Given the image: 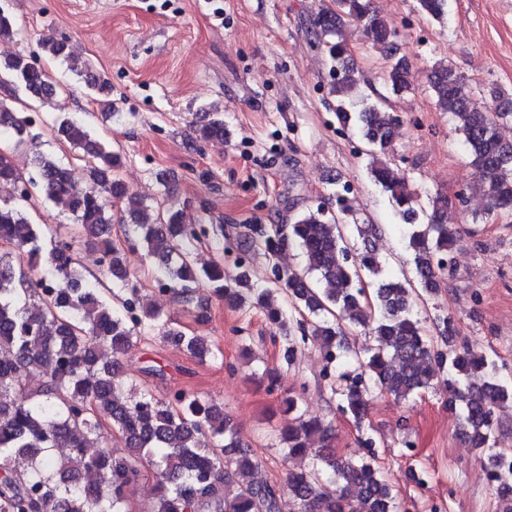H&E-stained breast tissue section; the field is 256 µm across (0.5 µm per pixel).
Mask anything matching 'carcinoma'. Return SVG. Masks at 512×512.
<instances>
[{
  "label": "carcinoma",
  "mask_w": 512,
  "mask_h": 512,
  "mask_svg": "<svg viewBox=\"0 0 512 512\" xmlns=\"http://www.w3.org/2000/svg\"><path fill=\"white\" fill-rule=\"evenodd\" d=\"M335 5L314 17L310 44L331 62L337 121L358 131L370 156V180L409 229L416 282L381 277L382 261L371 242L379 227L345 203V185L336 193V214L318 206L289 224L247 227L240 246L263 252L272 285L255 282L241 263L231 272L215 261L199 269L196 247L210 239V228L183 224L181 211L165 198L152 207L128 194L119 177L122 157L92 139L78 117L64 114L57 137L82 150L77 159L88 170L86 181L78 180L73 163L41 153L34 159L36 176L27 178L0 152V189L11 187L10 196L0 198V512H130L142 480L154 482L153 512H394L392 490L373 459L331 453L325 447L330 426L306 416L292 397L284 399L294 418L280 437L282 462L303 457L309 463L288 471L285 484L276 486L257 477L260 462L242 447L221 405L186 390L158 396L145 385L125 382L122 358L155 331L201 361L213 355L201 337L186 335L163 310L140 307L130 313L123 292L138 294L123 251L136 242L155 259L159 292L196 317L213 297L234 309L266 311L278 326L287 360L296 342L286 322L290 309L312 317L309 335L340 368L345 324L363 327L373 344L357 367L339 375L345 382L339 409L358 426L368 415L371 390L407 400L447 374L448 402L460 407L472 447L495 467L498 489L512 494V466L503 465L506 452L496 450L494 437L497 412L512 406V382L468 345L446 353L436 349L415 317L420 297L441 288L451 263L457 231L443 221L448 198L436 192L423 203L395 173L389 151L400 118L380 102L355 98L358 70L339 38L341 28L352 25L386 47L384 80L398 94L410 88L412 78L407 59L397 56L398 30L373 0ZM417 8L440 22L448 15V0H417ZM15 34L13 17L0 7V88H9L14 100L55 94L43 70L7 50ZM41 47L73 75L86 76L88 63L64 43L49 37ZM430 83L441 111L455 120L478 174L473 191L484 199L487 216L512 212V143L500 135V127L512 123V96L501 97L499 111L485 112L475 101L482 89L444 62L432 69ZM31 127L27 115L0 97V132L22 141ZM194 132L202 141L222 140L224 117L206 112ZM27 186L68 208L75 221L72 240L29 221L27 208L34 201ZM117 204L118 219L112 213ZM116 222L123 225L121 240L112 237ZM75 241L97 249L98 272L82 268ZM291 246L304 256L302 273L278 263ZM299 329L306 339L305 324ZM312 437L320 447H308ZM113 438L123 454L109 445ZM55 448L67 453L50 454ZM327 472L334 475L333 493L324 490Z\"/></svg>",
  "instance_id": "cac0c4a2"
}]
</instances>
